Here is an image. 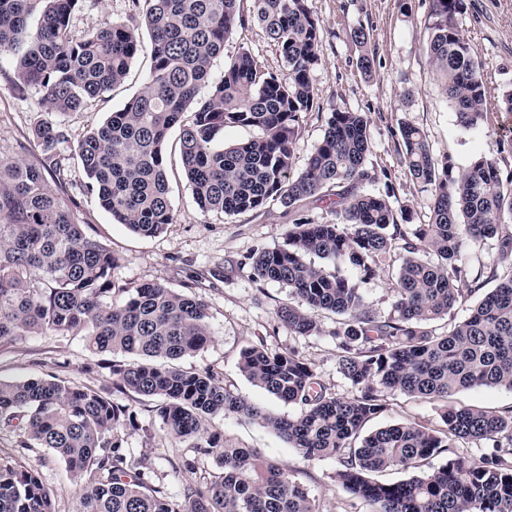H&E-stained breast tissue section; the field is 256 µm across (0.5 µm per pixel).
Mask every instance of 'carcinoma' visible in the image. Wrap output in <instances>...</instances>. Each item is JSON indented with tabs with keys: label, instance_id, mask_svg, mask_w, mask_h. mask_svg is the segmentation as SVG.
I'll return each mask as SVG.
<instances>
[{
	"label": "carcinoma",
	"instance_id": "obj_1",
	"mask_svg": "<svg viewBox=\"0 0 512 512\" xmlns=\"http://www.w3.org/2000/svg\"><path fill=\"white\" fill-rule=\"evenodd\" d=\"M82 0H0V50L17 62L14 90L36 84L43 105L77 112L87 100L121 84L140 51L136 23L150 38L143 89L78 145L86 190L133 233L152 237L174 222L164 157L169 131L179 125L180 158L192 195L204 213L232 217L279 205L294 215L286 246L254 252L251 279L288 289L280 323L299 336L320 331L319 317L336 316L331 332L339 372L354 389L336 394L313 364L291 350L251 345L239 370L255 387L297 405L296 415L273 414L227 389L211 370L185 371L177 362L209 340L208 304L157 282L125 287L112 281L117 258L78 223L65 196L44 171L61 172L54 155L63 131L38 124L32 137L46 163L0 162V342L28 334L83 336L86 346L112 353L108 381L98 387L27 378L0 379V431L15 434V453L0 455V512H57L55 494L25 451L46 448L65 464L78 489L75 512H319L307 489L276 461L236 447L207 425L235 417L268 428L305 460L334 458L336 481L372 512H512V409L444 407L437 428L406 422L364 434L367 422L396 392L444 403L461 390L512 389V273L444 333L433 323L512 270V188L497 160L480 158L452 175L433 157L424 131L405 123L402 155L412 180L430 189L427 224L407 231L405 209L364 189L371 181L368 118L334 107L322 139L294 171L297 131L315 104L312 73L321 59L323 29L312 0H129L125 22L75 38L73 12ZM464 0H432L434 32L427 53L441 89L465 128L484 122L491 89L454 19ZM259 25L277 46L282 67L265 71L240 51L216 82L211 67L238 29ZM211 84L208 97L198 98ZM193 108V119L182 116ZM252 127L253 139L215 148L230 127ZM342 189L331 198V188ZM329 201L336 220L316 223L299 210ZM496 240L492 263H460L468 245ZM401 263L393 283V315L382 320L349 267L373 277L387 255ZM316 256L320 265L311 261ZM159 400L158 415L194 457L216 460L220 473L189 482L172 498L150 482L146 459L128 454L121 431L129 406L114 394ZM492 442L469 460L458 441ZM442 464L422 469L428 461ZM409 472L386 483L375 475Z\"/></svg>",
	"mask_w": 512,
	"mask_h": 512
}]
</instances>
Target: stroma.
I'll use <instances>...</instances> for the list:
<instances>
[{
  "label": "stroma",
  "instance_id": "stroma-1",
  "mask_svg": "<svg viewBox=\"0 0 512 512\" xmlns=\"http://www.w3.org/2000/svg\"><path fill=\"white\" fill-rule=\"evenodd\" d=\"M313 6L324 36L319 48L321 63L312 75L315 106L298 129L296 168H303L323 136L331 108L338 106L365 113L370 120L372 148L366 167L372 180L367 190L382 193L387 186H394L392 208L410 207L414 223H428L433 197L412 181L397 152L401 125L409 122L422 129L432 155L449 160L454 172H462L485 156L497 159L502 174H512V112L491 110L484 122L472 129L456 122L455 110L426 53L435 22L430 0H313ZM127 14V0H86L72 15L71 30L79 38L112 22L126 21ZM455 23L473 48L487 83L511 89L512 0H464ZM360 28L369 32L374 55L368 74L359 67L361 49L354 33ZM141 44L124 84L90 100L82 111L70 113L42 106L43 90L38 86L17 96L12 87L14 58L0 52V161L40 163L44 154L31 136L32 128L50 122L64 131V139L55 148L64 171L59 176L48 175L47 184L72 199L78 222L88 225L91 235L116 255L113 282L119 286L158 282L186 294L197 286L210 306V339L198 352L180 360L182 369L212 370L228 389L269 411L297 413V406L254 387L240 372L241 350L261 344L271 351H296L313 363L323 382L338 395H352V387L338 370L336 344L330 336L336 327L335 316L321 318L319 334L290 333L276 317L278 306L288 298L287 289L271 281H252L239 267L241 260L257 250L285 246L289 220L283 208L274 205L229 219L202 213L183 171L176 129L171 130L166 145L175 221L163 233L142 237L130 232L113 223L111 215L86 193L87 178L76 158L77 145L142 89L150 65V41L145 38ZM244 49L251 51L263 69H280L277 49L255 25L235 30L225 42L223 56L213 62L212 79L223 74L225 59ZM398 264V255L388 256L376 275L362 284L367 299L383 318L392 311L391 286ZM111 361V353L88 350L78 336L28 335L0 342V377L4 379L52 375L97 386L108 376ZM126 403L133 423L122 433L123 446L132 455L146 458L153 485L175 495L194 477L217 474L210 458L201 459L196 473L181 469L182 459L190 456L191 450L163 429L154 399L132 396ZM441 411V403L398 393L388 397L385 410L365 429L372 432L404 422L433 427L439 424ZM214 424L233 443L260 449L277 460L307 489L320 512H370L365 504L351 506L337 485L335 459L303 460L278 435L255 424L221 417ZM26 458L38 464L44 484L56 495L59 512H72L75 493L66 479L64 462L44 448L28 451Z\"/></svg>",
  "mask_w": 512,
  "mask_h": 512
}]
</instances>
